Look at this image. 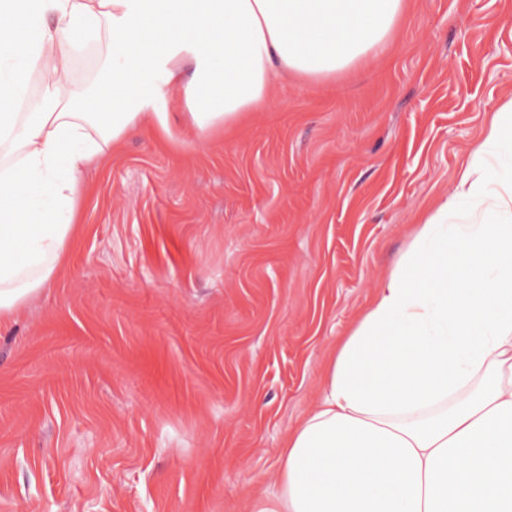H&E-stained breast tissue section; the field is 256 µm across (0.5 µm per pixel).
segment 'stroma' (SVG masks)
Wrapping results in <instances>:
<instances>
[{
	"instance_id": "1",
	"label": "stroma",
	"mask_w": 512,
	"mask_h": 512,
	"mask_svg": "<svg viewBox=\"0 0 512 512\" xmlns=\"http://www.w3.org/2000/svg\"><path fill=\"white\" fill-rule=\"evenodd\" d=\"M388 48L272 79L198 141L77 176L73 245L0 327V512H249L337 344L512 100V0H408Z\"/></svg>"
}]
</instances>
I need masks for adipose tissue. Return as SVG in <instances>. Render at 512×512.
<instances>
[{"mask_svg": "<svg viewBox=\"0 0 512 512\" xmlns=\"http://www.w3.org/2000/svg\"><path fill=\"white\" fill-rule=\"evenodd\" d=\"M407 0H0V325L67 256L77 176L171 94L207 139L262 104L275 73L336 77L385 49ZM105 45L78 95L76 52ZM38 103L24 109L35 73ZM512 101L456 195L485 210L419 225L325 367L317 403L250 512H512Z\"/></svg>", "mask_w": 512, "mask_h": 512, "instance_id": "ef3b65f1", "label": "adipose tissue"}]
</instances>
